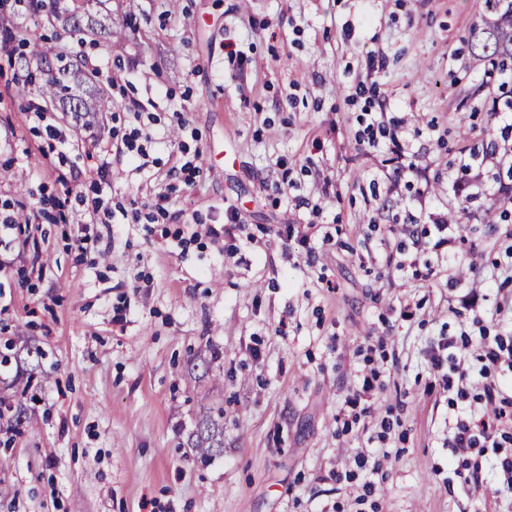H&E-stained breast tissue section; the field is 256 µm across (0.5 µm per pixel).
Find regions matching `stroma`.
Returning <instances> with one entry per match:
<instances>
[{
  "mask_svg": "<svg viewBox=\"0 0 512 512\" xmlns=\"http://www.w3.org/2000/svg\"><path fill=\"white\" fill-rule=\"evenodd\" d=\"M120 3L132 24L106 38L63 29L61 0L0 6V218L22 220L0 243V342L48 375L24 433L0 429V512H512L449 467L456 410L426 357L512 335V281L490 280L512 263V180L488 175L512 166L492 117L512 83L473 39L489 0ZM37 45L65 46L111 110L18 95L45 78ZM139 112L140 168L116 150ZM217 376L224 451L203 466L186 440ZM375 448L361 504L354 460Z\"/></svg>",
  "mask_w": 512,
  "mask_h": 512,
  "instance_id": "1",
  "label": "stroma"
}]
</instances>
